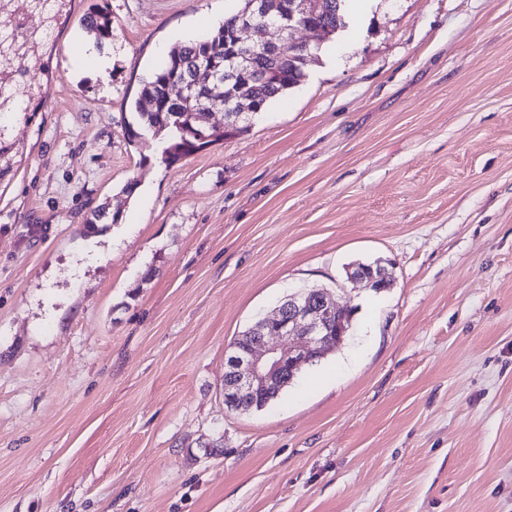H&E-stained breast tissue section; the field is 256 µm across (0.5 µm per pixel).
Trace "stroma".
I'll use <instances>...</instances> for the list:
<instances>
[{"label":"stroma","instance_id":"1","mask_svg":"<svg viewBox=\"0 0 512 512\" xmlns=\"http://www.w3.org/2000/svg\"><path fill=\"white\" fill-rule=\"evenodd\" d=\"M240 7L74 0L28 63L42 108L1 133L0 512H512V0H376L248 133L171 166L129 144L142 80ZM96 11L103 76L77 56ZM313 288L356 307L348 336L227 410L226 346ZM85 33L97 44L112 36V19L107 12H93L83 19ZM348 278L356 283H365L369 288L382 291L391 286V277L387 270L376 264L374 265H357L349 272Z\"/></svg>","mask_w":512,"mask_h":512}]
</instances>
